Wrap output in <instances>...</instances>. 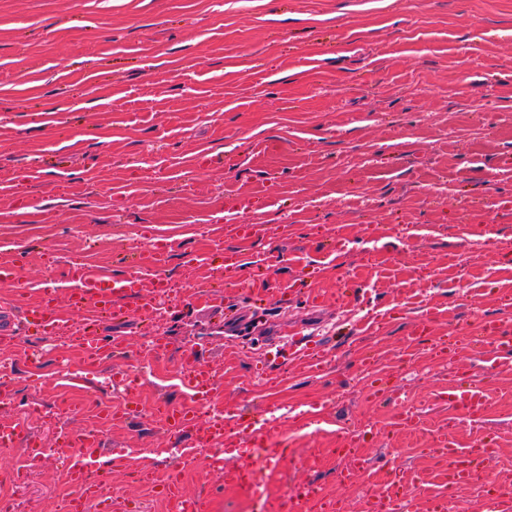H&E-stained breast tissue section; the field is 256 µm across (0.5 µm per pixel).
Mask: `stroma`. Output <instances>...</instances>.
Returning a JSON list of instances; mask_svg holds the SVG:
<instances>
[{
  "label": "stroma",
  "instance_id": "35a3bbf8",
  "mask_svg": "<svg viewBox=\"0 0 512 512\" xmlns=\"http://www.w3.org/2000/svg\"><path fill=\"white\" fill-rule=\"evenodd\" d=\"M203 154L213 165H198ZM233 197L246 202L241 223L264 226L236 249L274 261L248 294L225 287L219 262L189 265L214 251ZM148 225L172 243L171 280L223 291L252 325L224 331L187 299L164 316L168 350L146 364L147 324L103 322L129 351L83 371L87 403L117 396L116 367L144 369L143 399L183 401L172 365L201 349L223 373L213 400L225 413L276 403L299 415L278 441L292 461L269 483L280 512L288 486L308 481L363 512L364 480L337 484L332 458L307 464L340 431L360 435L376 477L443 485L415 440L371 430L396 406L373 396L361 364L379 358L391 386L441 419L449 380L485 369L472 315L512 326V0H0V242L23 279L82 259L132 268ZM286 283L292 292L257 310ZM425 311L428 336L459 348L452 367L403 348ZM258 322L322 338L330 369L283 363L260 392L273 351ZM60 382L52 367L35 377L23 366L7 386L14 408L53 412ZM487 388L483 418L454 434L493 437L512 460V369ZM104 443L130 451L113 463V497L172 512L128 474L138 449L168 447L163 429L132 418ZM61 461L59 449L44 455L17 512H59Z\"/></svg>",
  "mask_w": 512,
  "mask_h": 512
}]
</instances>
